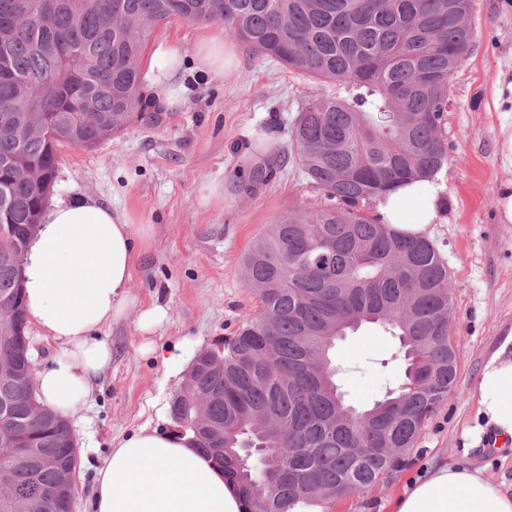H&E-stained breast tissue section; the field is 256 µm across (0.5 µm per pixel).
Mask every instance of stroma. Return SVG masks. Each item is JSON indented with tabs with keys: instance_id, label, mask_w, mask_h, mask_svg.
I'll return each mask as SVG.
<instances>
[{
	"instance_id": "1",
	"label": "stroma",
	"mask_w": 512,
	"mask_h": 512,
	"mask_svg": "<svg viewBox=\"0 0 512 512\" xmlns=\"http://www.w3.org/2000/svg\"><path fill=\"white\" fill-rule=\"evenodd\" d=\"M477 36L450 77L446 119L447 200L431 240L448 265L455 300L451 318L459 361L456 389L426 423L407 463L365 496L331 512H392L393 501L421 473L448 462L481 470L512 491V450L467 447L472 396L484 360L512 331V223H501L495 197L512 182V164L498 150L502 109L495 99L501 75H512V0H474ZM236 57L225 75L187 72L183 105L155 125L131 120L111 142L61 150L54 195L91 196L151 225L150 245L137 257L130 288L136 308L100 335L112 347V367L70 423L80 469L75 512H86L95 473L114 439L143 425L170 429L169 404L196 355L214 348L260 309L244 281L243 257L288 213L323 195L295 166L281 167L291 127L304 101L329 97L336 86L256 57L225 36ZM153 308L152 332L138 328L140 310ZM152 352H144V344ZM399 342L376 327L348 336L335 352L345 371L338 381L353 405L383 396L403 375Z\"/></svg>"
}]
</instances>
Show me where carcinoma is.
I'll return each mask as SVG.
<instances>
[{
	"mask_svg": "<svg viewBox=\"0 0 512 512\" xmlns=\"http://www.w3.org/2000/svg\"><path fill=\"white\" fill-rule=\"evenodd\" d=\"M472 0H0V338L23 327L17 273L53 187L63 146L93 148L137 111L145 42L168 20L218 22L262 58L345 95L310 97L291 129L292 161L326 203L290 211L245 254L257 315L196 357L170 403L176 428L224 468L264 512L329 509L386 481L456 388L448 265L425 238L370 213L398 187L448 164L449 79L470 51ZM373 324L398 337L405 379L366 408L336 382L334 337ZM9 371H30L26 347L0 342ZM206 402L209 425H198ZM0 468L21 434L73 464L69 420L37 388L0 374ZM285 448L265 460L255 448ZM46 464L17 489V510L74 512Z\"/></svg>",
	"mask_w": 512,
	"mask_h": 512,
	"instance_id": "1",
	"label": "carcinoma"
}]
</instances>
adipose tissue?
I'll use <instances>...</instances> for the list:
<instances>
[{
  "label": "adipose tissue",
  "instance_id": "ef3b65f1",
  "mask_svg": "<svg viewBox=\"0 0 512 512\" xmlns=\"http://www.w3.org/2000/svg\"><path fill=\"white\" fill-rule=\"evenodd\" d=\"M231 58L222 35L203 31L193 55L172 44L153 45L143 91L163 111L181 107L187 65L220 74ZM435 184L402 186L378 210L391 228L427 235L439 218ZM149 227L90 196L46 204L21 263L26 320L62 348L37 375L40 399L63 417L86 404L91 390L112 367V348L101 329L135 306L130 282ZM473 398L481 442L492 431L512 442V333L484 362ZM241 488L202 453L191 433L162 432L144 425L113 442L95 475L92 512H247ZM393 512H512V495L479 471L441 464L427 469L393 504Z\"/></svg>",
  "mask_w": 512,
  "mask_h": 512
}]
</instances>
